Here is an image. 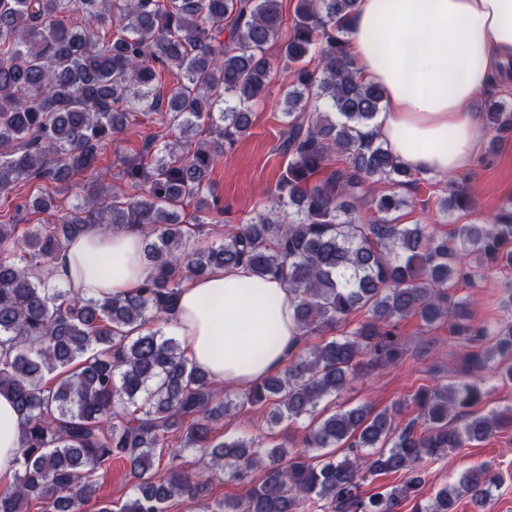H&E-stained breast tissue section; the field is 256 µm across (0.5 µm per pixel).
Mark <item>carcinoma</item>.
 Here are the masks:
<instances>
[{
    "mask_svg": "<svg viewBox=\"0 0 512 512\" xmlns=\"http://www.w3.org/2000/svg\"><path fill=\"white\" fill-rule=\"evenodd\" d=\"M356 6L298 0L279 47L288 63L278 146L285 170L269 206L219 245L192 250L204 215L218 209L209 184L216 157L247 135L270 81L281 0H0V195L45 179L83 199L59 224H0V394L13 397L22 422L16 481L0 491V512H82L97 497L94 475L114 458L129 467L133 493L98 512H167L174 500L200 501L218 471L249 490L206 512H400L425 483L424 463L501 429L494 412L448 424L481 401L474 379L418 389L419 413L404 423L397 408L321 407L363 357L380 367L406 357L396 332L404 318L448 322L471 348L463 374L512 354L511 322L497 331L474 323L467 304L447 293L481 277L473 255L512 266V206L490 226L456 225L450 239L398 222L408 200L374 186H409L416 173L379 140L383 92L358 79L346 51ZM96 29L112 38L97 43ZM167 71L182 81L164 100L154 83ZM135 112L167 113L178 136L125 164L130 194L109 196L95 177L99 155ZM483 117L499 132L512 129L502 102L489 101ZM335 157L342 166L315 179ZM83 173L91 179L76 181ZM19 208L46 212L55 198ZM363 209L373 216L362 219ZM127 228L144 234L151 264L133 294L74 296L33 273L92 229ZM239 264L288 288L304 336L358 309L370 317L222 398L178 338L153 324L173 311L185 280ZM125 402L135 406L130 416ZM245 403L273 405L278 422L309 419L300 448L213 438V424ZM178 434L199 450L197 470L172 465L160 476L156 450ZM341 445L348 454L338 460ZM398 472L399 485L363 496L368 477ZM501 482L488 465L468 470L416 512H453L462 495L485 505Z\"/></svg>",
    "mask_w": 512,
    "mask_h": 512,
    "instance_id": "1",
    "label": "carcinoma"
}]
</instances>
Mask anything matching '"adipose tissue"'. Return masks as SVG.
Returning <instances> with one entry per match:
<instances>
[{"label": "adipose tissue", "mask_w": 512, "mask_h": 512, "mask_svg": "<svg viewBox=\"0 0 512 512\" xmlns=\"http://www.w3.org/2000/svg\"><path fill=\"white\" fill-rule=\"evenodd\" d=\"M346 49L358 78L379 86L377 133L414 172L444 177L471 158L479 117L468 109L493 77L512 85V0H358ZM141 232L90 231L47 269L85 297L134 292L148 274ZM294 297L238 265L185 281L171 328L187 357L219 387L247 389L287 362L301 331ZM20 417L0 394V489L18 469Z\"/></svg>", "instance_id": "ef3b65f1"}]
</instances>
